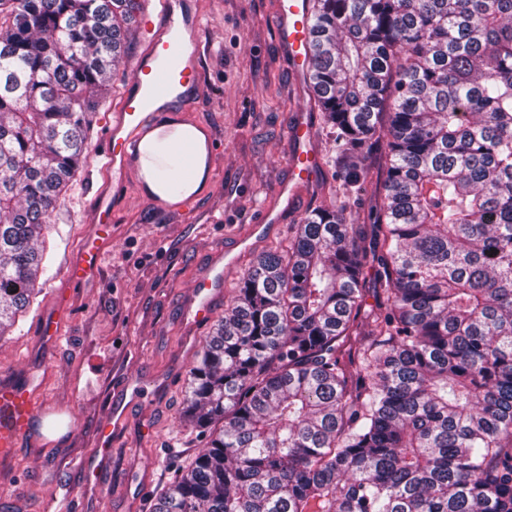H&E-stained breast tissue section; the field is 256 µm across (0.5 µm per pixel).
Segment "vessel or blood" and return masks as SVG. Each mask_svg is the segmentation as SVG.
<instances>
[{"label":"vessel or blood","mask_w":512,"mask_h":512,"mask_svg":"<svg viewBox=\"0 0 512 512\" xmlns=\"http://www.w3.org/2000/svg\"><path fill=\"white\" fill-rule=\"evenodd\" d=\"M280 35L296 76H305L311 55L310 0H281ZM139 23L147 35V49L137 61L132 82L125 91L105 134L102 156L110 179L98 194L93 230L67 263L65 278L74 284L94 279L102 257L112 244V199L126 182L128 172L139 169L142 147L158 127L157 118L166 112H181L200 96L202 86L196 60L199 46L186 40V33L200 25L184 8V0H145ZM313 129L305 116H297L288 130L294 149L290 159L291 182L280 189L293 197L295 188L312 183L322 166L313 148ZM140 197L153 207L182 213L194 199L185 194L155 192L147 179H139ZM224 273L211 268L195 284L193 321L205 320L212 301L222 295ZM39 408L31 383L0 386V457L14 453L20 440L32 431Z\"/></svg>","instance_id":"obj_1"}]
</instances>
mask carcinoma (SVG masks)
<instances>
[{
	"label": "carcinoma",
	"mask_w": 512,
	"mask_h": 512,
	"mask_svg": "<svg viewBox=\"0 0 512 512\" xmlns=\"http://www.w3.org/2000/svg\"><path fill=\"white\" fill-rule=\"evenodd\" d=\"M139 3L0 0L1 337ZM311 35L373 223L319 205L242 275L189 371L208 441L150 512H512V0H315Z\"/></svg>",
	"instance_id": "1"
}]
</instances>
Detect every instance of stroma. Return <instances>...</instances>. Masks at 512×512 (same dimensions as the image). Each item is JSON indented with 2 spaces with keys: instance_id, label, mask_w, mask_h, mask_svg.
Wrapping results in <instances>:
<instances>
[{
  "instance_id": "obj_1",
  "label": "stroma",
  "mask_w": 512,
  "mask_h": 512,
  "mask_svg": "<svg viewBox=\"0 0 512 512\" xmlns=\"http://www.w3.org/2000/svg\"><path fill=\"white\" fill-rule=\"evenodd\" d=\"M185 7L202 18L191 36L204 48L202 94L186 117L208 125L219 146L209 189L190 212L171 213L143 201L135 175H128L97 278L64 281L63 266L90 228L103 180L102 130L145 50L133 36L109 104L88 134L77 185L45 231L39 293L0 337V384L32 381L45 413L35 434L0 459V504L8 512H59L74 503L83 512H149L155 494L205 443L181 421L188 371L238 281L230 275L210 318L192 322L194 285L213 257L246 237L261 210L278 213L281 224L262 244L266 252L286 246L295 224L317 205L363 218L375 202V184L362 190L346 184L327 163L336 153V132L307 83L292 73L279 35V0H186ZM300 114L309 116L326 163L289 205L278 190L290 179L287 129ZM61 295L68 299L61 336L50 343L41 322ZM113 417L119 423L112 454L102 463L94 453L98 431ZM100 481L109 484L110 498H99Z\"/></svg>"
}]
</instances>
